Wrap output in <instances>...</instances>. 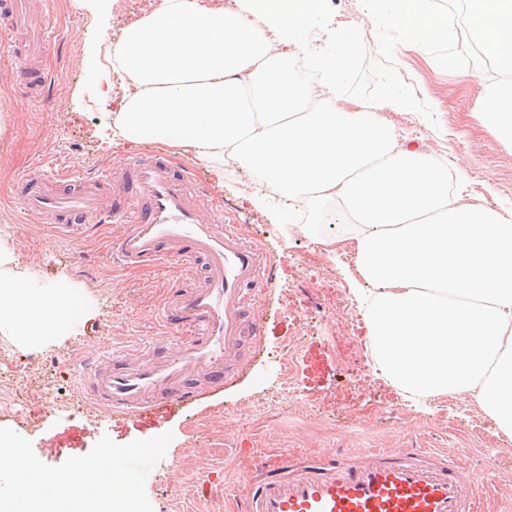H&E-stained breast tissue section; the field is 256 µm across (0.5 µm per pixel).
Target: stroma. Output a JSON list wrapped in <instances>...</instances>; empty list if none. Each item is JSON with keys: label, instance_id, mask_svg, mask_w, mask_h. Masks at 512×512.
<instances>
[{"label": "stroma", "instance_id": "obj_1", "mask_svg": "<svg viewBox=\"0 0 512 512\" xmlns=\"http://www.w3.org/2000/svg\"><path fill=\"white\" fill-rule=\"evenodd\" d=\"M141 0H112L109 13L91 15L84 0H53L43 18L59 32L47 62L52 79L39 98L17 77L27 65L0 57V239L12 260L1 267L46 289L64 288L87 307L59 336L35 345L0 329V427L38 441L44 420L54 427L56 448L92 449L102 436L126 444L172 433L173 466L147 486L153 512H231L223 496L198 499L196 486L249 487L256 461L279 454L318 455L382 449L429 448L464 458L470 477L498 512H512V438L497 433L476 403L457 395L413 399L379 368L365 346L360 289L365 281L347 262L343 228L317 222L306 210L293 223L280 219L282 204L250 173L225 161L223 173L201 168L205 208L223 207L227 223L270 255L273 288L254 313L261 323L258 351H243L246 372L222 392L183 409L139 423L101 417L78 389L91 375L98 351L145 346L160 339L162 284L177 268L113 267L110 248L123 225L105 224L77 240L71 232L23 223L21 182L36 161L59 160L85 177L106 163L134 164L166 145H133L101 136L112 118L100 99L111 81L120 102L126 83L114 77L112 49L123 30L140 19ZM332 24L357 26L369 57H376L373 22L361 0H330ZM395 64L417 97L429 103L436 123L420 114L389 112L400 142L447 161L465 197L482 192L496 209L512 210V151L482 126L475 107L480 88L466 71L442 70L425 50L399 46ZM351 310L339 312L340 299ZM495 457L486 467V457Z\"/></svg>", "mask_w": 512, "mask_h": 512}]
</instances>
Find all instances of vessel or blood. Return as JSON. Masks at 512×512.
Instances as JSON below:
<instances>
[{"instance_id":"vessel-or-blood-1","label":"vessel or blood","mask_w":512,"mask_h":512,"mask_svg":"<svg viewBox=\"0 0 512 512\" xmlns=\"http://www.w3.org/2000/svg\"><path fill=\"white\" fill-rule=\"evenodd\" d=\"M6 9L0 45L10 48L17 30H36L37 22L27 0H8ZM195 181L192 168H172L160 154L131 168L102 166L92 180L51 165L28 175L25 216L51 215L85 233L95 224L124 225L112 249L126 268L176 258L185 263V279L194 274L190 259H202L206 268L202 286H173L163 295L162 325L175 340L95 360L83 388L104 417L147 419L223 390L244 368L242 348L261 342L243 289L270 288V258L245 244L236 225L221 228L205 216L189 193ZM256 470L260 479L240 495L239 512H481L463 459L425 448L304 460L290 453L277 467L261 462Z\"/></svg>"}]
</instances>
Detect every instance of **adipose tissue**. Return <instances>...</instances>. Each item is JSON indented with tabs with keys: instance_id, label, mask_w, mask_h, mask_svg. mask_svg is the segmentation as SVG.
<instances>
[{
	"instance_id": "obj_1",
	"label": "adipose tissue",
	"mask_w": 512,
	"mask_h": 512,
	"mask_svg": "<svg viewBox=\"0 0 512 512\" xmlns=\"http://www.w3.org/2000/svg\"><path fill=\"white\" fill-rule=\"evenodd\" d=\"M322 4L162 0L112 51L130 87L112 135L219 172L232 159L292 211L334 204L377 289L367 324L381 370L418 397L470 394L512 437V213L462 202L447 165L398 141L384 115L412 101L342 105L359 36L309 52ZM82 310L66 289L0 276V328L15 335H61Z\"/></svg>"
}]
</instances>
